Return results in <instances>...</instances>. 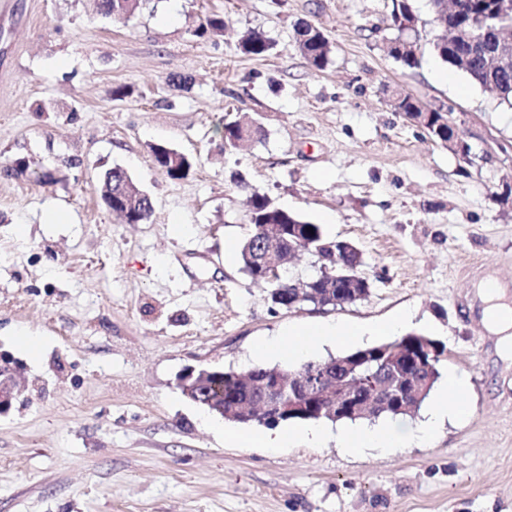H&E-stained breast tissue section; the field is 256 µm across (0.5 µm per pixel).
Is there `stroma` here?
Listing matches in <instances>:
<instances>
[{
    "label": "stroma",
    "mask_w": 512,
    "mask_h": 512,
    "mask_svg": "<svg viewBox=\"0 0 512 512\" xmlns=\"http://www.w3.org/2000/svg\"><path fill=\"white\" fill-rule=\"evenodd\" d=\"M411 4L413 69L385 51L391 0H151L126 21L93 0L0 6V352L21 389L0 416V512H512V360L476 296L486 275L512 284V107L447 70L429 47V0ZM208 14L227 30L196 37ZM301 20L330 39L324 69L294 47ZM249 31L271 40L267 56L240 52ZM396 91L447 113L469 159L395 112ZM240 113L262 136L225 147ZM157 144L190 159L187 177L156 167ZM18 158L26 171L12 170ZM117 165L151 197L148 221L123 223L102 202ZM255 194L356 243L369 296L271 308L224 257ZM55 209L67 223H47ZM403 311L468 385L465 417L425 444L339 445L390 425L413 436L418 411L327 423L317 447L263 448L248 441L258 427L178 385L190 366L322 361L345 345L279 359L254 349L291 328Z\"/></svg>",
    "instance_id": "35a3bbf8"
}]
</instances>
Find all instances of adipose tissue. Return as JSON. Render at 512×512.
Masks as SVG:
<instances>
[{
	"mask_svg": "<svg viewBox=\"0 0 512 512\" xmlns=\"http://www.w3.org/2000/svg\"><path fill=\"white\" fill-rule=\"evenodd\" d=\"M478 297L482 303V320L486 330L497 338L500 355L512 359V293L494 276H487L478 285ZM413 319L405 312L393 321L383 324H363L350 327L340 323H321L302 330L300 335L285 331L282 337L262 343L259 355L265 357H296L302 347L327 343L371 341L381 336L397 333ZM445 395L439 396L428 411L426 420L417 434L418 441L426 442L449 422L460 419L465 413L463 402L466 393L464 379L456 373H448Z\"/></svg>",
	"mask_w": 512,
	"mask_h": 512,
	"instance_id": "obj_1",
	"label": "adipose tissue"
}]
</instances>
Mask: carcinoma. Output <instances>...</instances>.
Here are the masks:
<instances>
[{
  "mask_svg": "<svg viewBox=\"0 0 512 512\" xmlns=\"http://www.w3.org/2000/svg\"><path fill=\"white\" fill-rule=\"evenodd\" d=\"M97 12L103 17L118 19L129 18L135 15L142 7L144 0H96ZM492 0H467V13L465 17L449 26H443L431 41V49L442 61L452 68L464 73L469 80L484 88L493 91L499 102L512 106V77L509 75H496L490 72L481 63L485 53L493 50L498 42L499 25L512 22V14L507 17L494 20L486 16ZM411 8L405 0H393V8L390 14V29L395 32L393 38L388 40L391 46L389 55L408 68H415L419 64L418 38L410 37V33L404 31V20ZM225 20L218 16H207L196 30L199 37L219 36L224 33ZM478 36V42L473 44L465 38L467 32ZM294 44L297 52L307 60L309 65L321 70L328 63L332 52L331 43L324 31L315 24L301 21L295 27ZM239 50L248 56L263 57L272 49V42L259 32L244 34L239 43ZM393 106L396 111L407 117L412 112L422 111L419 102L404 92L395 93ZM424 130L435 141L443 143L448 141V124L442 122V115L435 112L428 123L424 124ZM259 134V127L250 117L243 115L224 124V144L234 148L244 141H252ZM152 153L156 166L171 179L185 177L191 167L190 162L178 151L164 145L152 147ZM100 186L112 189V197L120 199L130 188H138V185L130 180L127 171L120 166H115L105 173ZM280 226L281 231L288 238V242L282 245L283 256H288L290 247L288 243L297 240L303 241L307 250L317 257L319 267L332 265L333 254L329 246L336 239L327 237L321 225L305 220L300 215L284 209H277L269 204L266 197L254 195L252 197V209L250 214V231L239 244V260L242 271L251 279L264 285L268 289V296L277 295L281 298L280 307L288 308V305L297 297L298 285L287 268L279 266V274L274 277L266 276L258 278L251 266L250 257L267 230V225ZM371 284L349 282L330 284V280L323 277L319 271L315 276L303 284L302 294L309 296V301L319 303L323 307L342 306L352 304L370 293ZM416 342V346L422 351L423 361L408 369V373L425 385L421 398H411L405 404L398 406H380L369 412L373 417L381 415L400 416L408 415L419 410L440 378V366L444 360L446 347L444 343L423 334H407L399 336L391 341L381 342L371 350H383L391 356H396L409 350L407 341ZM354 355L349 351L342 353L332 361L336 362V370L341 376L340 385L348 388H356L360 381L348 375V371L342 366L343 359ZM267 374L257 372V382H246L233 376V370L224 372V398L215 401L214 406L224 409L225 418H249L257 415L254 410L247 412H235L233 408L246 400L258 401L265 396L264 383Z\"/></svg>",
  "mask_w": 512,
  "mask_h": 512,
  "instance_id": "cac0c4a2",
  "label": "carcinoma"
}]
</instances>
